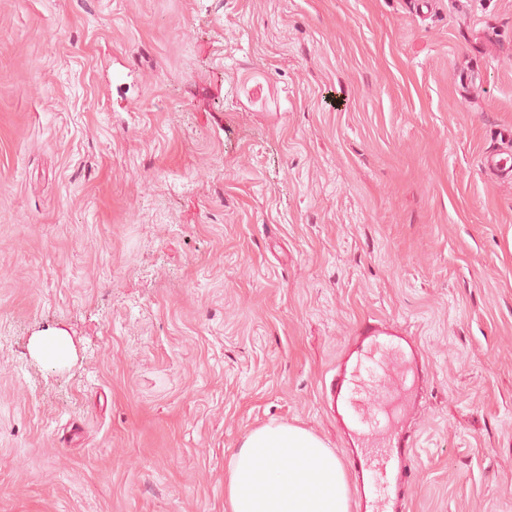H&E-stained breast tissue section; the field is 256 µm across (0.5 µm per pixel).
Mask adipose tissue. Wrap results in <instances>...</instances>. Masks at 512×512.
I'll list each match as a JSON object with an SVG mask.
<instances>
[{"label":"adipose tissue","instance_id":"ef3b65f1","mask_svg":"<svg viewBox=\"0 0 512 512\" xmlns=\"http://www.w3.org/2000/svg\"><path fill=\"white\" fill-rule=\"evenodd\" d=\"M226 512H350L342 462L310 431L261 426L224 469Z\"/></svg>","mask_w":512,"mask_h":512}]
</instances>
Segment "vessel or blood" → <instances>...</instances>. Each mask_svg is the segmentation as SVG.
<instances>
[{"label":"vessel or blood","mask_w":512,"mask_h":512,"mask_svg":"<svg viewBox=\"0 0 512 512\" xmlns=\"http://www.w3.org/2000/svg\"><path fill=\"white\" fill-rule=\"evenodd\" d=\"M401 347L394 327L379 322L363 325L353 356L338 362L325 387L328 405L358 446L353 463L362 512H399L411 483L416 437L394 430L390 404L380 391L390 362L386 351Z\"/></svg>","instance_id":"b4317fda"}]
</instances>
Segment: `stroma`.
Listing matches in <instances>:
<instances>
[{"instance_id":"obj_1","label":"stroma","mask_w":512,"mask_h":512,"mask_svg":"<svg viewBox=\"0 0 512 512\" xmlns=\"http://www.w3.org/2000/svg\"><path fill=\"white\" fill-rule=\"evenodd\" d=\"M512 0H0V512H224L423 351L404 512H512Z\"/></svg>"}]
</instances>
